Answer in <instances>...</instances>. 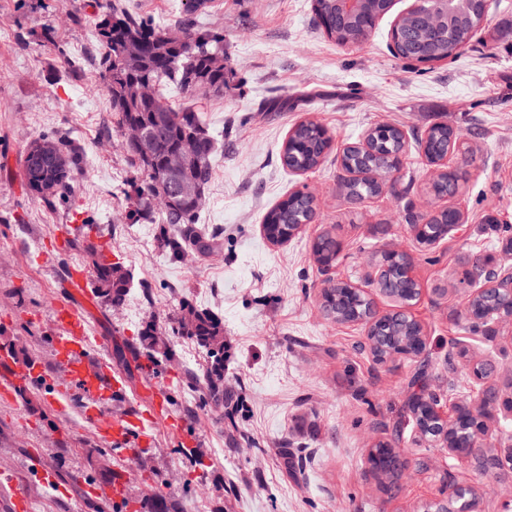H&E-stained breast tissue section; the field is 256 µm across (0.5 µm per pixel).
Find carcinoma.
Segmentation results:
<instances>
[{"label":"carcinoma","mask_w":512,"mask_h":512,"mask_svg":"<svg viewBox=\"0 0 512 512\" xmlns=\"http://www.w3.org/2000/svg\"><path fill=\"white\" fill-rule=\"evenodd\" d=\"M200 0H185L183 42L173 45L167 33L154 25L152 18L133 13L121 4L100 15L96 22L99 40L107 51L102 59L106 89L119 130L137 126L145 131V148L125 145L128 160L136 172L132 182L131 216L160 225L159 245L173 261H181L191 251L205 254L216 245L214 237L200 227L202 200L196 198L210 181L215 156V140L203 126L199 113L191 106L175 107L168 102L165 91L173 86L191 97L198 85H210L214 92H224V38L217 32H201L195 28L192 13ZM313 12L327 36L341 45L361 44L370 36L380 6L373 0L347 7L337 0H313ZM399 40L392 45L394 55L407 62L451 59L458 48L468 43L476 29L468 19L454 17L442 28L428 26L416 11L405 13L397 24ZM139 44L135 56L125 53L127 42ZM150 82L154 95L141 93L143 83ZM457 138L452 126L434 124L430 143L437 152L448 150ZM375 148L366 162L351 157V165L368 166L376 177L364 182H343L351 198L378 196L383 193L391 172L392 157L405 152L401 132L395 128L383 135H374ZM38 141L45 142L66 160L64 172L56 177L39 166L24 165L25 190L49 206L71 197L74 177L82 169L84 156L80 148L64 133H43ZM327 144L320 134V125L302 121L290 131L281 150L285 167L312 170L325 160ZM181 154L189 160V190L177 196L164 195L167 181V162L170 156ZM437 195H454L459 190L458 179L438 178L433 182ZM313 201L304 194H295L292 202L283 201L264 216L268 236L274 237L287 224H300L311 219ZM320 262L328 267L336 264V241L329 236L314 245ZM95 294L103 303L118 306L123 303L132 286V275L126 268L93 245L88 247ZM406 262L391 268L379 283L399 298H404L413 284L405 279ZM323 310L338 321H352L364 309V296L331 287L325 294ZM172 335L191 339L208 358L205 380L216 400L224 401V323L215 314L200 310L190 303L181 306ZM149 349L164 359L170 356L168 338L155 332L153 321L146 322L141 331ZM418 329L410 318L395 312L378 326L371 337L372 354L388 356L417 340ZM379 473L392 476L401 468L398 457L388 445L377 447Z\"/></svg>","instance_id":"obj_1"}]
</instances>
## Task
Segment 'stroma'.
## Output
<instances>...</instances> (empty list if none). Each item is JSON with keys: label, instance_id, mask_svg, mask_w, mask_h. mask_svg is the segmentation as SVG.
I'll return each instance as SVG.
<instances>
[{"label": "stroma", "instance_id": "stroma-1", "mask_svg": "<svg viewBox=\"0 0 512 512\" xmlns=\"http://www.w3.org/2000/svg\"><path fill=\"white\" fill-rule=\"evenodd\" d=\"M198 11L205 28L224 36L223 94L199 93L174 105L194 106L209 129L223 132L201 220L217 233L214 251L170 260L157 227L131 223L126 196L135 173L115 129L95 18L112 0H0V348L57 372L50 338L53 307L68 269H87V247L75 217H93L100 244L133 275L125 305L131 316L90 298L86 331L92 359L125 381L127 397L108 416L148 411V378L138 360L140 332L167 327L183 302L224 323V390L234 414L211 402L206 357L174 337L167 363L154 367L166 411L147 423L149 447L134 456L112 449L82 414L80 397L57 413L53 387L0 400V512L27 489L29 512H115L86 496L85 485L121 474L127 512H427L453 485L477 494V512H502L512 500V470L487 459L512 445V413L489 410L488 430L473 457L460 462L413 429L407 406L414 361H375L367 327L339 323L321 307L329 281L363 288L376 314L406 310L425 334L424 380L445 416L476 406L484 389L512 396V321L470 333L461 282L473 255L512 225V0H488L485 29L452 60L407 64L389 51L391 29L413 0H396L368 41L341 47L320 30L311 0H210ZM56 43H44L45 32ZM284 100L278 112L265 102ZM311 120L332 135L333 152L298 175L280 153L291 128ZM459 134L448 158L460 171L451 201L461 231L420 248L407 212L443 207L431 185L437 174L416 138L437 122ZM391 123L408 137L399 179L381 195L346 197L336 155L368 129ZM47 130H61L86 152L67 204L45 206L23 190L25 153ZM315 196L311 224L287 244L265 238V213L294 191ZM330 235L338 261L321 269L312 245ZM411 255L420 295L409 306L387 297L369 277L383 251ZM491 364L484 383L473 363ZM388 442L402 466L393 478L373 474L370 448ZM307 456L304 471L286 468L281 444ZM194 454H185L186 445ZM42 455L55 488L36 485L26 463Z\"/></svg>", "mask_w": 512, "mask_h": 512}]
</instances>
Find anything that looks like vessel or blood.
Wrapping results in <instances>:
<instances>
[{"label": "vessel or blood", "mask_w": 512, "mask_h": 512, "mask_svg": "<svg viewBox=\"0 0 512 512\" xmlns=\"http://www.w3.org/2000/svg\"><path fill=\"white\" fill-rule=\"evenodd\" d=\"M68 296L57 303L53 316L59 332L51 339L58 366L57 388L60 400L54 401L57 411H64V397L78 395L84 403L86 419L100 429L104 438L113 447L123 449L130 443L144 445L147 442L144 415H130L120 421H112L106 413L107 405L124 397V381L112 374L102 364L91 361L90 340L85 329V308L77 294L84 288L82 272L70 271L66 278ZM46 374L40 365L34 364L20 369L15 367L8 354L0 355V397L12 398L16 389L26 385H40ZM95 498L111 503H122L125 498L124 479H115L95 485L91 489Z\"/></svg>", "instance_id": "obj_1"}]
</instances>
